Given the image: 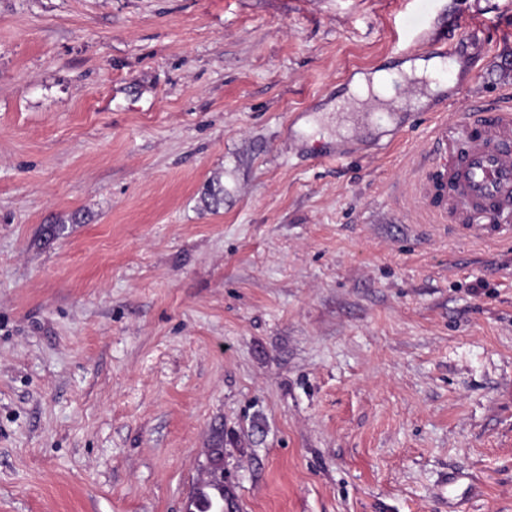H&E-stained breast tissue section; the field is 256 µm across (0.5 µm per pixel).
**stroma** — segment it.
Segmentation results:
<instances>
[{"instance_id": "obj_1", "label": "stroma", "mask_w": 512, "mask_h": 512, "mask_svg": "<svg viewBox=\"0 0 512 512\" xmlns=\"http://www.w3.org/2000/svg\"><path fill=\"white\" fill-rule=\"evenodd\" d=\"M450 17L457 95L341 108ZM477 107L512 0H0V512H182L211 448L239 512H512V242L421 189Z\"/></svg>"}]
</instances>
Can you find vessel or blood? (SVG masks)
Here are the masks:
<instances>
[{"label":"vessel or blood","instance_id":"obj_1","mask_svg":"<svg viewBox=\"0 0 512 512\" xmlns=\"http://www.w3.org/2000/svg\"><path fill=\"white\" fill-rule=\"evenodd\" d=\"M449 75L466 71L469 55L463 42L436 38ZM470 140L465 154L443 151V127H436L437 164L428 190L446 196L447 209L462 224L465 234L475 240H510L512 226L500 223L512 214V112H476L469 116Z\"/></svg>","mask_w":512,"mask_h":512}]
</instances>
